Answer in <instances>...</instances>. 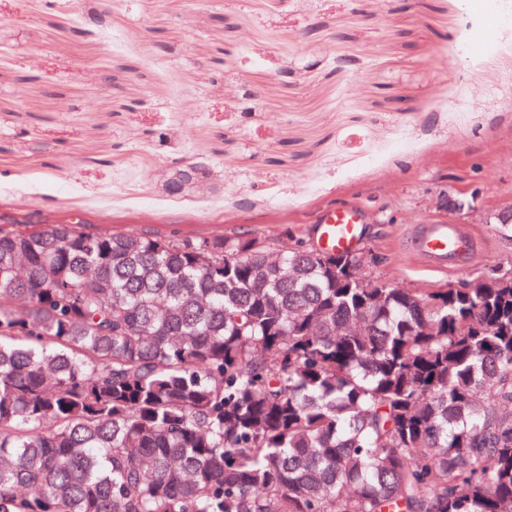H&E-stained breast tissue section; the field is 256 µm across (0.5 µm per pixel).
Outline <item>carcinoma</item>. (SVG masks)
Returning a JSON list of instances; mask_svg holds the SVG:
<instances>
[{
    "instance_id": "cac0c4a2",
    "label": "carcinoma",
    "mask_w": 512,
    "mask_h": 512,
    "mask_svg": "<svg viewBox=\"0 0 512 512\" xmlns=\"http://www.w3.org/2000/svg\"><path fill=\"white\" fill-rule=\"evenodd\" d=\"M0 236V512H512V274Z\"/></svg>"
}]
</instances>
